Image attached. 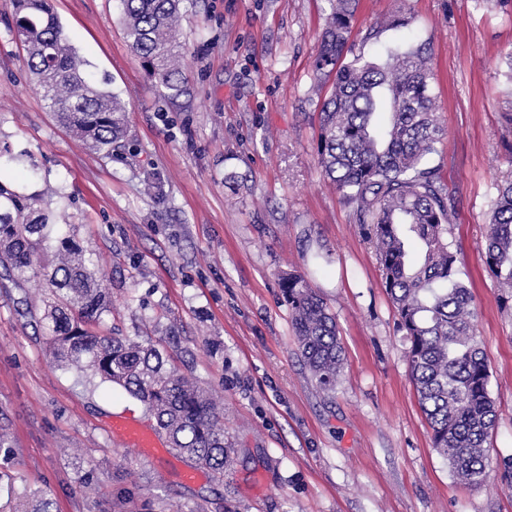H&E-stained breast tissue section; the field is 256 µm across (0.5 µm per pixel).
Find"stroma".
I'll return each mask as SVG.
<instances>
[{"mask_svg":"<svg viewBox=\"0 0 512 512\" xmlns=\"http://www.w3.org/2000/svg\"><path fill=\"white\" fill-rule=\"evenodd\" d=\"M100 89L128 103L131 143L95 153L59 125L0 0V180L40 191L111 291L103 329L159 343L215 394L232 444L223 477L123 446L112 420L154 426L124 390L64 369L36 322L43 285L0 276V512H512V298L483 252L497 188L512 179V9L487 0H360L366 55L426 45L443 128L432 156L458 198L448 242L477 311L497 421L483 482L433 448L408 342L375 248L318 165L313 60L328 0H187L189 106L165 99L130 51L118 0H52ZM405 27L364 35L392 15ZM304 276L336 319L333 390L303 364L281 277Z\"/></svg>","mask_w":512,"mask_h":512,"instance_id":"obj_1","label":"stroma"}]
</instances>
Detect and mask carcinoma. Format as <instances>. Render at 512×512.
I'll use <instances>...</instances> for the list:
<instances>
[{"instance_id":"1","label":"carcinoma","mask_w":512,"mask_h":512,"mask_svg":"<svg viewBox=\"0 0 512 512\" xmlns=\"http://www.w3.org/2000/svg\"><path fill=\"white\" fill-rule=\"evenodd\" d=\"M183 2L120 0L129 48L171 101L189 95L177 34ZM329 2L313 62L317 77L334 75L320 112L318 163L375 247L398 328L409 341L410 374L434 449L454 477L479 484L496 408L473 296L448 244L458 201L430 165L442 129L427 48L390 50L384 60L367 57L350 41L358 0ZM50 3L13 0L28 69L60 123L110 157L127 136L129 108L87 81L84 61ZM42 204L41 194L25 195L0 180V266L19 288L34 278L46 281L52 298L42 317L51 357L141 401L172 449L224 476L231 445L212 394L167 365L156 345L98 331L111 312L107 292L83 250L61 234ZM488 226L484 263L512 295L511 180L498 188ZM53 234L61 248L56 259L45 260ZM282 288L301 355L319 386L331 390L342 366L335 317L302 276H284Z\"/></svg>"}]
</instances>
